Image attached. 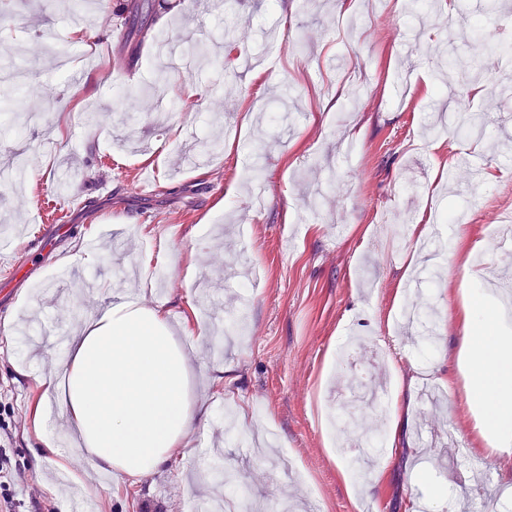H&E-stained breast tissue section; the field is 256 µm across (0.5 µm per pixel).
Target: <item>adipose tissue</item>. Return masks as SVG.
I'll use <instances>...</instances> for the list:
<instances>
[{
	"mask_svg": "<svg viewBox=\"0 0 512 512\" xmlns=\"http://www.w3.org/2000/svg\"><path fill=\"white\" fill-rule=\"evenodd\" d=\"M173 332L162 308L117 297L69 337L57 370L37 380L74 449L127 485L169 469L174 449L208 422ZM458 342L469 369L465 401L480 409L478 433L512 467V321L491 295L471 297Z\"/></svg>",
	"mask_w": 512,
	"mask_h": 512,
	"instance_id": "obj_1",
	"label": "adipose tissue"
}]
</instances>
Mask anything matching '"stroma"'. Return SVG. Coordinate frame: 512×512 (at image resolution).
<instances>
[{
  "label": "stroma",
  "mask_w": 512,
  "mask_h": 512,
  "mask_svg": "<svg viewBox=\"0 0 512 512\" xmlns=\"http://www.w3.org/2000/svg\"><path fill=\"white\" fill-rule=\"evenodd\" d=\"M125 0H0V59L25 74L0 79V100L23 97L0 119V163L27 159L24 191L0 184V325L47 322L51 353L30 341L0 342V426L9 411L44 402L38 375L66 355L59 344L80 318L126 290L163 305L172 322L196 317L205 334L225 329L222 355L205 344L190 361L207 427L175 465L140 484L117 485L83 465L97 491L84 512H194L223 485V512H512V475L468 432L474 414L442 376L457 372L456 317L477 293L497 292L512 258L491 230L512 216V51L493 72L474 27L512 21V0H169L137 54L120 43ZM264 57L253 71L225 73L220 58ZM128 59L126 76L106 56ZM69 59L81 82L63 79ZM454 57L456 75L441 74ZM206 90L192 110L159 117L160 80ZM483 118L477 133L426 136L439 113L459 106ZM217 150H210V143ZM461 156L481 182H449ZM74 229L48 256L27 250L40 225L25 214L48 204L59 170ZM466 211L464 242L447 228L441 258L393 235L397 224L430 230L437 216ZM99 243L96 263L81 252ZM476 263L463 265L461 245ZM55 282L44 293L43 282ZM426 311L401 329L408 304ZM232 374L220 386V369ZM412 382L408 423L393 447L366 442L392 425L394 404L350 411L352 379ZM32 427L6 454L28 485L0 482L16 512L33 498L59 504L72 487L57 457L32 468ZM426 468L446 488L430 497Z\"/></svg>",
  "instance_id": "1"
}]
</instances>
